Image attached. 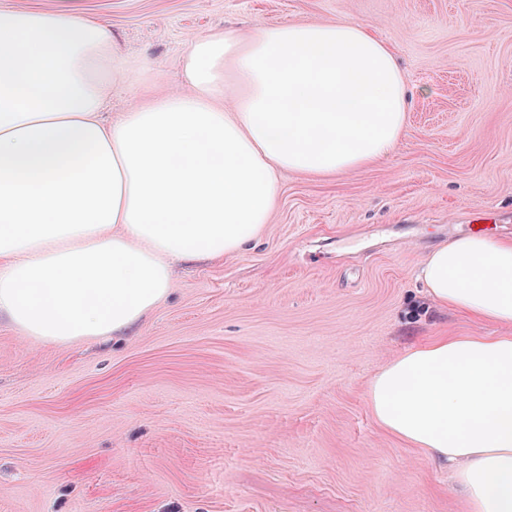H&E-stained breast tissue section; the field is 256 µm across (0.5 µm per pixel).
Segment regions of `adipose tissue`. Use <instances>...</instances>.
<instances>
[{
    "label": "adipose tissue",
    "instance_id": "obj_1",
    "mask_svg": "<svg viewBox=\"0 0 512 512\" xmlns=\"http://www.w3.org/2000/svg\"><path fill=\"white\" fill-rule=\"evenodd\" d=\"M112 31L0 7V317L59 344L128 328L178 261L238 253L267 224L277 173L330 177L392 151L409 93L391 48L346 19L193 42L180 80L106 120ZM429 298L512 327V243L435 245ZM378 424L454 466L470 512H512V336H447L377 370Z\"/></svg>",
    "mask_w": 512,
    "mask_h": 512
}]
</instances>
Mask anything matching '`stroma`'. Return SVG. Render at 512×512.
Returning a JSON list of instances; mask_svg holds the SVG:
<instances>
[{
	"mask_svg": "<svg viewBox=\"0 0 512 512\" xmlns=\"http://www.w3.org/2000/svg\"><path fill=\"white\" fill-rule=\"evenodd\" d=\"M112 30L113 111L175 83L215 28L368 26L410 92L387 156L282 171L256 241L176 266L133 328L67 344L0 320V512H468L447 465L388 434L368 382L438 336L505 335L418 269L480 212L512 217V0H0Z\"/></svg>",
	"mask_w": 512,
	"mask_h": 512,
	"instance_id": "1",
	"label": "stroma"
}]
</instances>
